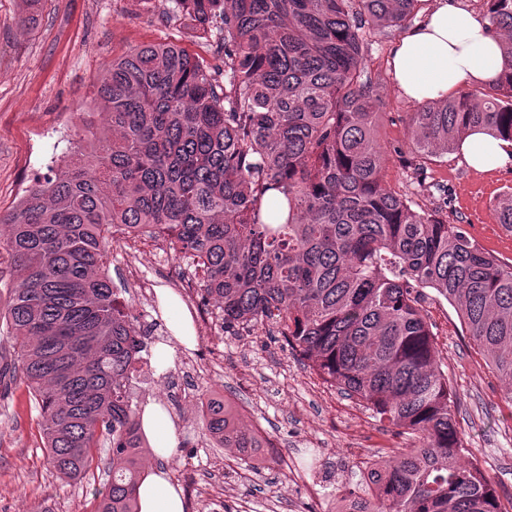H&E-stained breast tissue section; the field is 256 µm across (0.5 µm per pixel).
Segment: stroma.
Instances as JSON below:
<instances>
[{
    "instance_id": "1",
    "label": "stroma",
    "mask_w": 512,
    "mask_h": 512,
    "mask_svg": "<svg viewBox=\"0 0 512 512\" xmlns=\"http://www.w3.org/2000/svg\"><path fill=\"white\" fill-rule=\"evenodd\" d=\"M171 6V0H45L29 29L23 23L24 0H0L1 217L10 215L24 189L64 155L68 138L81 127L78 113H95L97 125H104L94 82L114 56L172 41L190 54L211 57L190 23L166 24ZM400 37L396 31L380 38L368 53L379 82V138L390 146L406 141L407 115L416 109L397 91L389 64ZM430 175L448 188L449 221L462 222L479 245L512 261V231L498 224L494 208L512 187V163L480 172L455 151L432 164ZM425 309L464 445L495 488L503 512H512V401L505 399L502 380L466 334L456 308L433 292ZM193 348L206 372L190 378V385L223 396L244 427L260 423L302 469L347 456L387 461L412 444L411 437L320 378L267 325L203 336ZM39 421L19 380L0 383V512H94L95 494L109 478V452L80 480L60 479L46 461ZM214 454L220 464L188 470L189 451L178 447L163 462L170 473L186 470L180 487L192 492L197 512H224L225 501L236 498L260 512L310 507L307 489L286 488L278 456L263 449L246 458L234 448ZM238 469L250 471L247 482L234 480Z\"/></svg>"
}]
</instances>
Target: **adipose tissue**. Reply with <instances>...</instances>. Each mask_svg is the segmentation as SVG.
I'll return each mask as SVG.
<instances>
[{
    "label": "adipose tissue",
    "instance_id": "ef3b65f1",
    "mask_svg": "<svg viewBox=\"0 0 512 512\" xmlns=\"http://www.w3.org/2000/svg\"><path fill=\"white\" fill-rule=\"evenodd\" d=\"M499 38L487 16L457 4L433 0L422 21L408 30L391 51L394 83L405 98L427 103L448 97L457 88L489 86L501 72ZM461 153L474 169L490 171L512 163L503 141L485 133L467 137ZM144 430L154 453L168 459L176 446L174 426L155 404H147ZM140 512H184L181 488L168 471L153 468L137 488Z\"/></svg>",
    "mask_w": 512,
    "mask_h": 512
}]
</instances>
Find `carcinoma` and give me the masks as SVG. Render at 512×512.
<instances>
[{
    "mask_svg": "<svg viewBox=\"0 0 512 512\" xmlns=\"http://www.w3.org/2000/svg\"><path fill=\"white\" fill-rule=\"evenodd\" d=\"M220 63L173 42L112 59L83 121L79 163L49 167L0 225L18 275L0 318L38 411L47 463L77 480L112 451L96 512H138L147 454L130 392L143 342L108 274L107 224L148 229L202 268L196 288L224 328L266 323L326 380L414 445L371 473L366 512H502L468 460L423 303L453 304L512 400V261L482 248L442 204L416 209L385 179L372 38L419 0H172ZM496 83L424 103L408 153L425 186L474 131L512 145V0H489ZM512 229V187L495 203ZM226 448H259L230 406L204 419Z\"/></svg>",
    "mask_w": 512,
    "mask_h": 512,
    "instance_id": "carcinoma-1",
    "label": "carcinoma"
}]
</instances>
